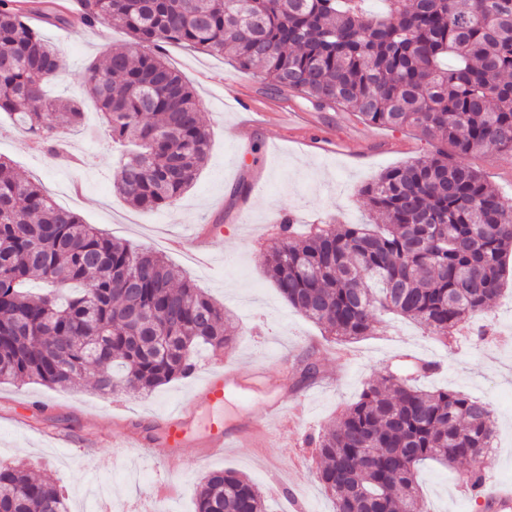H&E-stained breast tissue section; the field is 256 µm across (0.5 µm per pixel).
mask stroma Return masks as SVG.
Listing matches in <instances>:
<instances>
[{"instance_id": "35a3bbf8", "label": "stroma", "mask_w": 512, "mask_h": 512, "mask_svg": "<svg viewBox=\"0 0 512 512\" xmlns=\"http://www.w3.org/2000/svg\"><path fill=\"white\" fill-rule=\"evenodd\" d=\"M47 39L61 52L66 68L51 82L49 96L80 101L85 125L70 130L69 150L79 164L31 149L29 139L0 114V155L23 177L40 182L56 203L78 213L113 238L158 250L199 288L229 311L237 334L227 348L202 351L192 375L149 393L105 396L91 378L67 389L35 383H0V463L22 464L49 474L68 496L71 512H87L85 489L97 486L112 512H195L201 477L219 469L247 476L265 495L268 512H333L330 496L315 479L317 460L311 435L326 427L359 397L365 381L387 371L409 372L411 352L425 353L439 365L422 379L428 389L458 390L490 403L497 426L495 448L487 453L488 478L512 484V255L507 258L500 297L485 315L472 319L456 341L442 345L416 324L392 317L372 335L348 343L354 358L338 363L321 328L282 299L265 273L266 247L280 213L293 212L297 224L335 217L340 224H368L361 189L387 168L431 155L434 144L410 130L363 123L349 112L311 110L310 122L288 117V91L264 88L230 57L165 48L166 60L193 87L210 134L208 159L194 185L170 208L140 212L113 186L118 153L106 139L98 109L88 98L84 72L108 49L124 45L123 30L107 37L89 29L45 25ZM242 94L261 110L257 120L234 112L225 95ZM466 164L512 199V152L476 151ZM214 226L210 265L195 264L171 240L193 227ZM315 351L318 378L299 385L296 368ZM228 359L245 368L263 366L270 386L254 396H224L228 425L279 403L291 412L303 403L299 425L275 426L267 447L242 445L203 459L185 449L184 460L158 467L152 453L133 447L134 435L161 439L169 409L186 398L201 376L220 371ZM422 493L432 512H482L463 484L459 469L428 464Z\"/></svg>"}]
</instances>
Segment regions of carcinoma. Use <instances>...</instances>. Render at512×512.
I'll return each mask as SVG.
<instances>
[{
	"instance_id": "cac0c4a2",
	"label": "carcinoma",
	"mask_w": 512,
	"mask_h": 512,
	"mask_svg": "<svg viewBox=\"0 0 512 512\" xmlns=\"http://www.w3.org/2000/svg\"><path fill=\"white\" fill-rule=\"evenodd\" d=\"M364 2L83 0L86 24L130 37L87 69L86 89L104 134L137 146L115 187L141 211L173 205L210 148L166 44L227 52L314 109L447 141L453 153L388 168L363 189L382 226L325 221L299 235L285 214L266 255L288 305L335 339L369 336L393 313L446 345L491 309L512 250V201L463 162L486 147L512 152V0H385L381 15ZM63 69L42 26L0 0V112L56 158L66 154L61 130L83 120L81 103L46 95ZM34 278L39 296L24 291ZM232 332L224 308L160 253L84 223L0 158V383L66 389L91 370L104 395L149 392L190 375L197 349L221 350ZM495 432L486 402L388 372L311 439L322 459L315 479L335 512H430L421 468L465 462L475 491ZM0 512L70 510L50 479L0 464ZM197 512L266 505L251 480L225 469L200 480Z\"/></svg>"
}]
</instances>
